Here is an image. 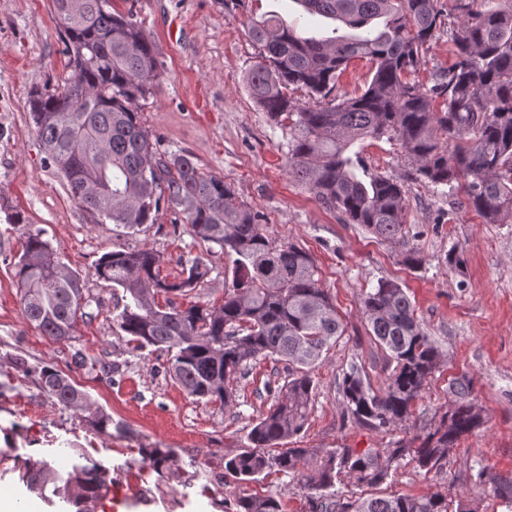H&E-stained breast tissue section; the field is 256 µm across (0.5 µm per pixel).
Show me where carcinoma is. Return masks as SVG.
Listing matches in <instances>:
<instances>
[{"label":"carcinoma","mask_w":512,"mask_h":512,"mask_svg":"<svg viewBox=\"0 0 512 512\" xmlns=\"http://www.w3.org/2000/svg\"><path fill=\"white\" fill-rule=\"evenodd\" d=\"M311 16L341 22L317 38L300 35L277 14L252 19L248 33L260 60L246 77L257 107L287 136L289 176L345 223L402 248L403 263L422 258L406 240L407 188L370 170L362 152L368 139L395 141L413 168L412 179L460 193L485 224L512 223V0L505 9L474 10L455 0L465 19L448 30L453 63L421 88L416 73L428 44L443 34L438 0H294ZM55 26L70 75L52 92L34 91L29 117L49 165L64 180L78 206L96 224L137 231L155 222L161 202L186 219L195 237L232 258V285L222 304L188 301L162 306L161 295L187 297L212 272L196 257L180 274L160 276V255L151 249L111 251L94 266L97 280L122 292L112 308V328L126 337L129 353L150 349L168 355L166 372L188 395L222 407L235 398L234 382L260 358L284 364L283 384L268 389L272 404L254 422L249 446L224 459V477L257 481L275 469L304 481L315 493L316 512H448V494L351 498L335 490L343 479L374 487L387 480L393 463L406 455L427 472L448 462L458 443L485 424L470 399L471 380L453 385L452 404L421 437L377 448H302L312 409L313 371L343 324L319 286L312 255L293 244H277L263 232V215L240 200L231 186L202 171L186 152L169 153L140 119L139 100L152 94L160 75L151 41L133 13L112 0H53ZM367 58L372 77L350 97L333 95L351 60ZM301 88L316 100L304 105L288 95ZM22 252L14 263L15 284L25 319L55 343L73 338L78 315L95 297L82 275L62 262L46 231L15 218ZM365 319L386 356L390 373L375 391L357 365H350L339 390L355 420L382 429L412 417V407L441 360L406 289L380 279L362 298ZM17 376L35 378L54 402L89 413L100 432L112 417L52 364L32 366L10 358ZM81 369L112 376L116 363ZM156 468L176 462L167 449L143 448ZM23 477L43 494L56 482L47 461L28 458ZM112 484L107 468L94 464L71 473L52 494L68 505L100 497ZM236 512H283L274 496L243 495Z\"/></svg>","instance_id":"1"}]
</instances>
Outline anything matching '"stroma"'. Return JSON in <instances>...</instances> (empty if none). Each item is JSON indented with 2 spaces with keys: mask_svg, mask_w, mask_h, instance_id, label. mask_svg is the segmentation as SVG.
<instances>
[{
  "mask_svg": "<svg viewBox=\"0 0 512 512\" xmlns=\"http://www.w3.org/2000/svg\"><path fill=\"white\" fill-rule=\"evenodd\" d=\"M132 11L152 42L160 64L152 94L140 100L142 124L164 149L190 152L205 172L230 185L264 217L266 235L279 244L310 252L320 286L330 296L344 334L324 353L314 371L313 404L299 444L304 448H389L416 435L417 425L447 411L453 382L472 379L474 401L486 423L462 439L439 471L395 463L376 487L344 483L353 497L447 493L475 512H508L496 483L512 485V224H485L461 199L411 181L400 145L366 142L363 154L377 173L406 182L405 232L417 244L422 264L410 269L399 246L382 241L358 224L344 223L288 175L287 138L251 99L246 76L259 50L248 37L249 18L273 12L301 35L332 31L333 20L310 17L295 0H115ZM53 20L52 0H0V490L28 503L31 512H60L59 498H41L22 480L25 459L55 462L66 453L70 470L97 461L112 469V487L91 503L92 512H232L238 496L272 494L285 512H313L309 490L298 478L271 471L257 482L225 483L224 460L248 446L247 435L261 410L266 389L280 384L282 364L258 360L235 384L236 399L219 406L188 396L165 372L168 356L128 353L112 330V289L93 275L106 252L128 248L157 251L161 275L176 276L181 260L210 256L213 270L197 301L221 302L232 284V263L208 255L190 224L168 206L136 234L93 223L70 197L62 179L44 162L29 120L31 89L53 88L69 75ZM45 229L62 260L85 278L100 300L92 317L80 318L71 341L53 343L28 323L14 285L11 260L21 234L9 219ZM463 252V271L448 267L453 248ZM407 288L416 314L444 360L415 401L410 421L371 430L347 409L339 383L350 365L362 367L373 388L388 377L385 354L362 311L361 297L377 280ZM29 362L53 363L82 385L112 417L109 433L98 432L85 414L64 409L33 380H18L7 354ZM115 362L104 377L75 368L74 354ZM172 449L174 466L155 470L141 449Z\"/></svg>",
  "mask_w": 512,
  "mask_h": 512,
  "instance_id": "stroma-1",
  "label": "stroma"
}]
</instances>
